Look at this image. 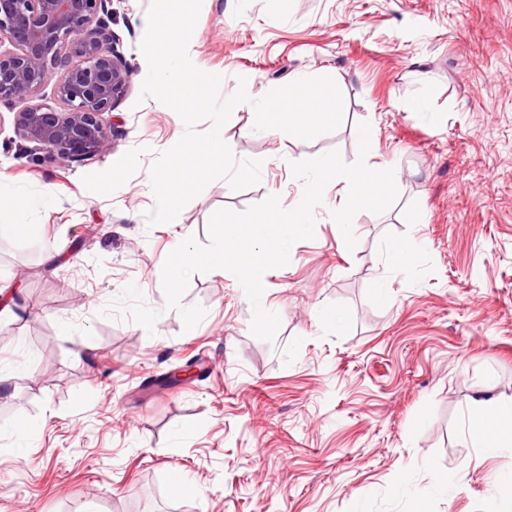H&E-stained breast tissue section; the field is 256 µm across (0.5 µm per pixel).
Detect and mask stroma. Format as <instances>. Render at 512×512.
Here are the masks:
<instances>
[{
	"mask_svg": "<svg viewBox=\"0 0 512 512\" xmlns=\"http://www.w3.org/2000/svg\"><path fill=\"white\" fill-rule=\"evenodd\" d=\"M148 5L112 0L134 75L110 153L61 167L0 104V512H512V447L487 458L468 434L479 402L512 398V0H202L188 53L223 73L221 98L243 71L257 99L331 67L344 121L251 135L237 106L221 133L260 183L212 182L168 227L144 216L149 167L185 126L139 98ZM362 121L394 206L355 215L351 251L328 184L314 238L265 274L275 341L226 270L192 277L182 307L206 315L185 335L161 283L178 238L208 244L220 209L299 203L291 162H354ZM18 194L36 207L15 212ZM174 471L196 496L171 494Z\"/></svg>",
	"mask_w": 512,
	"mask_h": 512,
	"instance_id": "stroma-1",
	"label": "stroma"
}]
</instances>
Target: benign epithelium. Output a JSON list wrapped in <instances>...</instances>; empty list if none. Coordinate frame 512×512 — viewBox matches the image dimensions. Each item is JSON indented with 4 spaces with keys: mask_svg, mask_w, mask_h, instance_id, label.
Segmentation results:
<instances>
[{
    "mask_svg": "<svg viewBox=\"0 0 512 512\" xmlns=\"http://www.w3.org/2000/svg\"><path fill=\"white\" fill-rule=\"evenodd\" d=\"M111 2L0 0V103L18 108L19 138L61 166L112 150L111 112L133 72Z\"/></svg>",
    "mask_w": 512,
    "mask_h": 512,
    "instance_id": "1",
    "label": "benign epithelium"
}]
</instances>
